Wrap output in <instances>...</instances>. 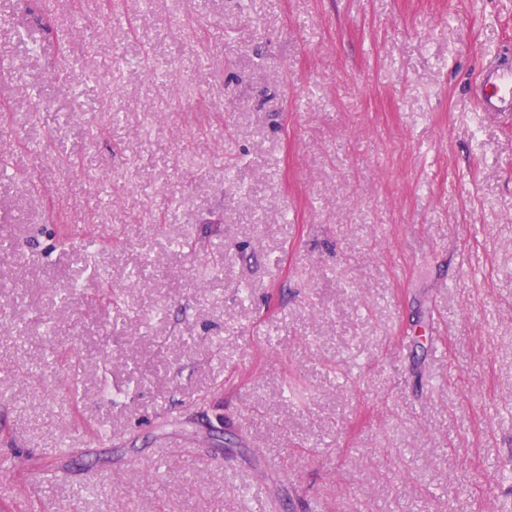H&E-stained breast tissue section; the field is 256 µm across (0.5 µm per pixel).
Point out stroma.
I'll list each match as a JSON object with an SVG mask.
<instances>
[{
	"instance_id": "35a3bbf8",
	"label": "stroma",
	"mask_w": 512,
	"mask_h": 512,
	"mask_svg": "<svg viewBox=\"0 0 512 512\" xmlns=\"http://www.w3.org/2000/svg\"><path fill=\"white\" fill-rule=\"evenodd\" d=\"M39 4L63 42L0 0V512H512V0ZM480 99L482 112H512V68L486 69Z\"/></svg>"
}]
</instances>
